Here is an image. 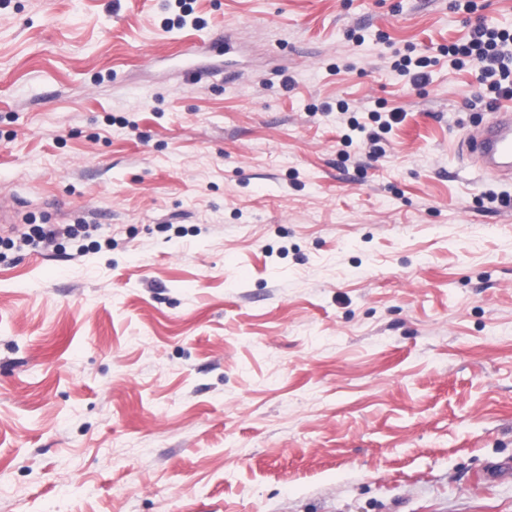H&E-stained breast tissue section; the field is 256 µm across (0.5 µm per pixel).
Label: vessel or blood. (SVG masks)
<instances>
[{"label":"vessel or blood","mask_w":512,"mask_h":512,"mask_svg":"<svg viewBox=\"0 0 512 512\" xmlns=\"http://www.w3.org/2000/svg\"><path fill=\"white\" fill-rule=\"evenodd\" d=\"M466 154L487 175H512V103L495 108L488 124L469 133Z\"/></svg>","instance_id":"vessel-or-blood-1"}]
</instances>
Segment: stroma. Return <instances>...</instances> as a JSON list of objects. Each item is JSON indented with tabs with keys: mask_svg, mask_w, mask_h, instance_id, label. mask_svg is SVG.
Listing matches in <instances>:
<instances>
[{
	"mask_svg": "<svg viewBox=\"0 0 512 512\" xmlns=\"http://www.w3.org/2000/svg\"><path fill=\"white\" fill-rule=\"evenodd\" d=\"M476 3L0 0V512H512ZM431 65V59L421 56L415 61L411 57H402L392 62V68L403 76H410L412 83H422L426 81L428 74L425 71H415V68H426Z\"/></svg>",
	"mask_w": 512,
	"mask_h": 512,
	"instance_id": "1",
	"label": "stroma"
}]
</instances>
